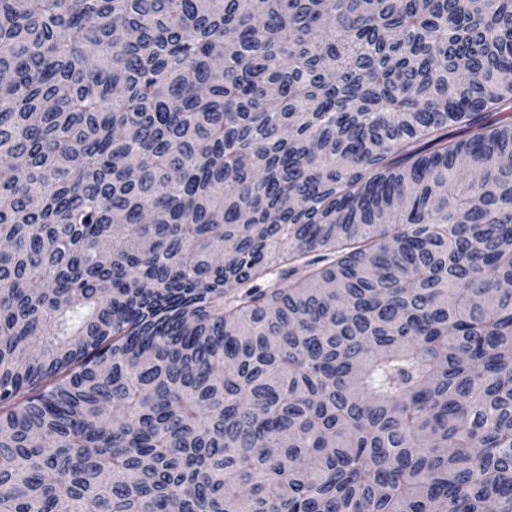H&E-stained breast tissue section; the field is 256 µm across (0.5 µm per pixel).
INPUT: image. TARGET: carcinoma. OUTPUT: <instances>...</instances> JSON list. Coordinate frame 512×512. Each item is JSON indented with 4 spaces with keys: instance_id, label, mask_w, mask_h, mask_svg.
Masks as SVG:
<instances>
[{
    "instance_id": "obj_1",
    "label": "carcinoma",
    "mask_w": 512,
    "mask_h": 512,
    "mask_svg": "<svg viewBox=\"0 0 512 512\" xmlns=\"http://www.w3.org/2000/svg\"><path fill=\"white\" fill-rule=\"evenodd\" d=\"M0 512H512V0H0Z\"/></svg>"
}]
</instances>
